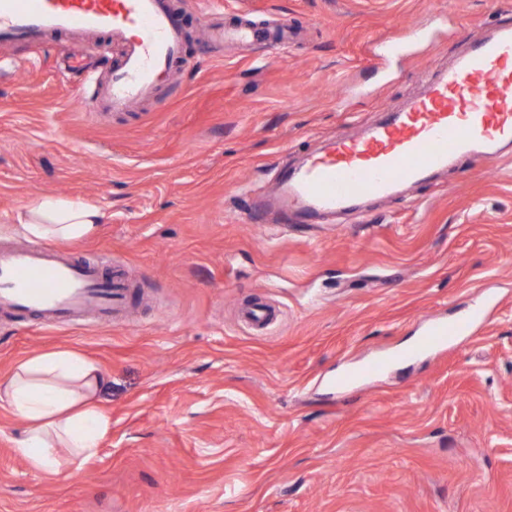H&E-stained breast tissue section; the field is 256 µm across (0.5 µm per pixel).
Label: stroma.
<instances>
[{
	"instance_id": "1",
	"label": "stroma",
	"mask_w": 512,
	"mask_h": 512,
	"mask_svg": "<svg viewBox=\"0 0 512 512\" xmlns=\"http://www.w3.org/2000/svg\"><path fill=\"white\" fill-rule=\"evenodd\" d=\"M246 11L301 36L209 42ZM497 23L512 0H201L173 73L99 118L81 101L120 43H0V241L26 242L34 200L83 199L103 218L71 251L139 286L122 324L0 322V378L64 349L111 379L97 453L54 477L0 408V512H512V152L333 221L242 218L272 163L380 121ZM414 25L431 37L384 56ZM68 44L94 71L66 67ZM486 289L477 334L404 358L423 318ZM254 301L277 313L261 332L240 318Z\"/></svg>"
}]
</instances>
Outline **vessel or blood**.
<instances>
[{
    "mask_svg": "<svg viewBox=\"0 0 512 512\" xmlns=\"http://www.w3.org/2000/svg\"><path fill=\"white\" fill-rule=\"evenodd\" d=\"M243 19L217 38L253 43L270 31ZM110 34L122 53L104 84L85 99V111L120 112L151 95L180 59L181 15L168 0H0V41L39 44L50 33ZM512 145V24L492 27L470 41L466 53L427 81L424 92L401 111L350 137H337L292 171L277 173L272 197L257 195L252 215L297 211L312 217L347 209L361 197L383 199L423 181L449 164L487 161ZM134 283L106 273L95 261L78 260L48 244L0 245V316L45 318L67 327L85 316L104 321L126 314ZM485 313L474 304L453 321L430 318L410 349L417 357L472 331Z\"/></svg>",
    "mask_w": 512,
    "mask_h": 512,
    "instance_id": "vessel-or-blood-1",
    "label": "vessel or blood"
}]
</instances>
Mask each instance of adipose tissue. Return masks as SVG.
I'll return each instance as SVG.
<instances>
[{
	"mask_svg": "<svg viewBox=\"0 0 512 512\" xmlns=\"http://www.w3.org/2000/svg\"><path fill=\"white\" fill-rule=\"evenodd\" d=\"M99 208L82 200L43 198L18 216L24 232L53 242L94 233ZM110 379L92 361L70 350H52L20 362L0 380V408L22 419L17 449L28 466L52 476L93 455L110 420L102 396Z\"/></svg>",
	"mask_w": 512,
	"mask_h": 512,
	"instance_id": "obj_1",
	"label": "adipose tissue"
}]
</instances>
